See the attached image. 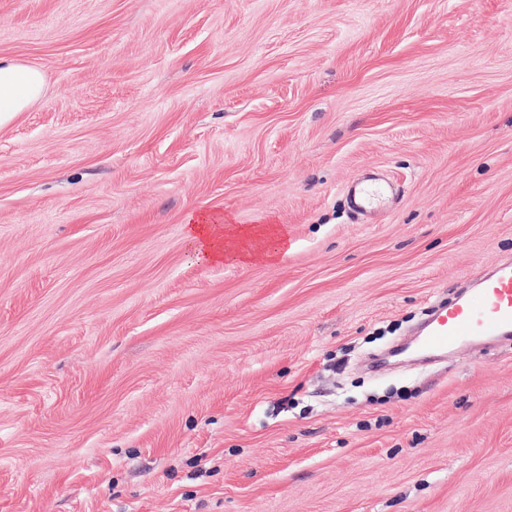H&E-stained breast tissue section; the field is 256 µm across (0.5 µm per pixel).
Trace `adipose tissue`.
I'll list each match as a JSON object with an SVG mask.
<instances>
[{
  "mask_svg": "<svg viewBox=\"0 0 512 512\" xmlns=\"http://www.w3.org/2000/svg\"><path fill=\"white\" fill-rule=\"evenodd\" d=\"M42 72L0 56V127L27 111L42 95ZM185 237L197 259L207 263L269 262L285 248L288 232L275 224L240 227L208 214H189Z\"/></svg>",
  "mask_w": 512,
  "mask_h": 512,
  "instance_id": "obj_1",
  "label": "adipose tissue"
}]
</instances>
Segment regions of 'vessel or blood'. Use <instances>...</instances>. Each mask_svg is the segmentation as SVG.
<instances>
[{
  "label": "vessel or blood",
  "mask_w": 512,
  "mask_h": 512,
  "mask_svg": "<svg viewBox=\"0 0 512 512\" xmlns=\"http://www.w3.org/2000/svg\"><path fill=\"white\" fill-rule=\"evenodd\" d=\"M512 335V259L500 260L452 306L425 323L419 345L431 352L457 348L473 337Z\"/></svg>",
  "instance_id": "1"
}]
</instances>
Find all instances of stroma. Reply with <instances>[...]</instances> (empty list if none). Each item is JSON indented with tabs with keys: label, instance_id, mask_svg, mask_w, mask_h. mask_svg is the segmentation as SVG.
<instances>
[{
	"label": "stroma",
	"instance_id": "35a3bbf8",
	"mask_svg": "<svg viewBox=\"0 0 512 512\" xmlns=\"http://www.w3.org/2000/svg\"><path fill=\"white\" fill-rule=\"evenodd\" d=\"M0 55V512H512V343L370 367L512 256V0H0ZM43 88L44 77L38 68L0 56V127L27 111ZM184 231L197 259L207 263L270 262L288 243L284 227H240L223 224L210 214H189Z\"/></svg>",
	"mask_w": 512,
	"mask_h": 512
}]
</instances>
